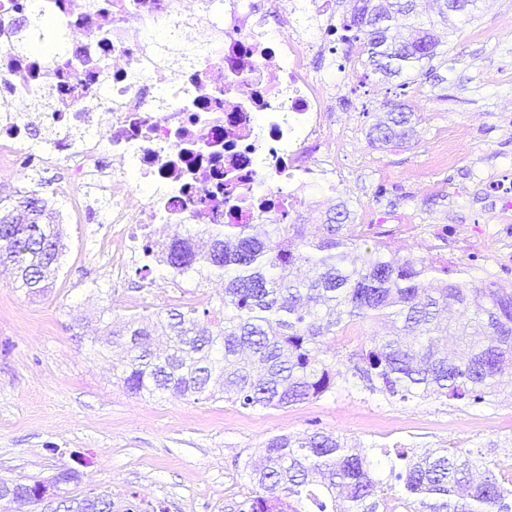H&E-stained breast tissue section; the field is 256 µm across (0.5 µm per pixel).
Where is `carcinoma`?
Instances as JSON below:
<instances>
[{"label": "carcinoma", "mask_w": 512, "mask_h": 512, "mask_svg": "<svg viewBox=\"0 0 512 512\" xmlns=\"http://www.w3.org/2000/svg\"><path fill=\"white\" fill-rule=\"evenodd\" d=\"M353 2L343 27L374 72L419 71L439 55L436 22L419 20L417 0ZM413 120L394 107L370 136L404 142ZM361 241L343 202L322 224H271L262 237L252 224L191 225L171 238L161 263L174 276L224 278L221 317L177 306L114 330L104 308L87 342L98 354L124 345L113 370L135 396L222 395L265 410L320 399L351 381L388 399L491 405L494 389L512 375V290L420 248L388 255L383 242ZM61 253L59 223L37 189L0 197V266L15 271L17 290L45 293ZM355 323H388L392 331L341 363L336 336ZM450 329L464 340L458 355L441 345ZM260 451L261 466L243 468L257 491L236 503L237 512H394L380 462L332 432L274 435ZM383 455L403 512H512V464L476 478L472 455L447 448ZM61 512H112V496L97 489L67 496Z\"/></svg>", "instance_id": "1"}]
</instances>
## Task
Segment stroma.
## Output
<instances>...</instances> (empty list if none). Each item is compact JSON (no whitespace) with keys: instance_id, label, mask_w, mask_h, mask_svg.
<instances>
[{"instance_id":"35a3bbf8","label":"stroma","mask_w":512,"mask_h":512,"mask_svg":"<svg viewBox=\"0 0 512 512\" xmlns=\"http://www.w3.org/2000/svg\"><path fill=\"white\" fill-rule=\"evenodd\" d=\"M348 45L320 60L330 82L345 86L338 112L353 116L336 151L347 180L344 201L367 238L389 251L419 246L472 277L512 288V0H481L471 22L456 25L443 52L422 73L385 77L366 61L342 71ZM417 123L408 143L370 144L371 126L392 104ZM0 197L26 177L60 208L64 169L23 160L0 173ZM62 256L54 285L41 296L15 289L0 268V477L49 480L77 469L74 494L97 488L112 512H235L255 487L241 466L274 435L319 428L363 452L379 445L474 451L479 468L512 463V382L492 406L453 401H387L351 387L287 409L249 411L228 401L129 394L112 360L79 335L110 308L114 323L165 314L173 304L219 307L224 287L196 283L163 266L145 275L128 267L112 277L107 225L63 219Z\"/></svg>"}]
</instances>
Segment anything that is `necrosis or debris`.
Listing matches in <instances>:
<instances>
[{
    "label": "necrosis or debris",
    "instance_id": "1",
    "mask_svg": "<svg viewBox=\"0 0 512 512\" xmlns=\"http://www.w3.org/2000/svg\"><path fill=\"white\" fill-rule=\"evenodd\" d=\"M338 0H0V164L29 147L30 103L49 98L59 137L37 159L70 179L67 215H95L77 188L96 175L111 202L116 273L157 264L158 225L276 224L313 209L312 186L338 198L331 130L338 92L314 58L336 41ZM54 23L49 55L16 51L35 15ZM277 30H269L270 18ZM81 32L80 41L69 38ZM187 46L179 64L155 54L154 32Z\"/></svg>",
    "mask_w": 512,
    "mask_h": 512
}]
</instances>
